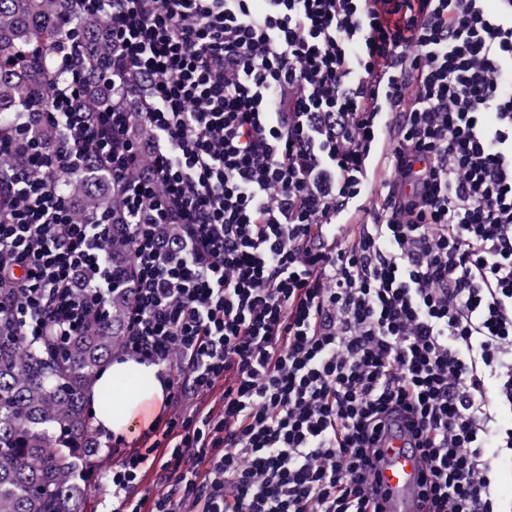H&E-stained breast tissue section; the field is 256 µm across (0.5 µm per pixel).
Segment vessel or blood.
<instances>
[{
	"mask_svg": "<svg viewBox=\"0 0 512 512\" xmlns=\"http://www.w3.org/2000/svg\"><path fill=\"white\" fill-rule=\"evenodd\" d=\"M382 454L384 464L377 480L389 493L386 512H418V491L424 473L419 450L406 447L396 437L383 448Z\"/></svg>",
	"mask_w": 512,
	"mask_h": 512,
	"instance_id": "b4317fda",
	"label": "vessel or blood"
}]
</instances>
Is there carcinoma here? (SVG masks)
<instances>
[{"mask_svg":"<svg viewBox=\"0 0 512 512\" xmlns=\"http://www.w3.org/2000/svg\"><path fill=\"white\" fill-rule=\"evenodd\" d=\"M73 27L82 33L86 65L96 78L112 48L104 26L78 12V0H0V137L11 132L20 108L50 110L54 87L65 80L53 49ZM22 52L28 60L12 62ZM111 97L109 86L96 80L87 102L101 107ZM55 185L78 220L104 216L125 223L105 165L64 173ZM107 248L123 284L76 335L26 340L16 314H0V512H84L87 462L100 441L85 395L123 347L132 290L128 242L116 237Z\"/></svg>","mask_w":512,"mask_h":512,"instance_id":"carcinoma-1","label":"carcinoma"}]
</instances>
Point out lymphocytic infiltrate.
<instances>
[{
  "label": "lymphocytic infiltrate",
  "instance_id": "f902f5d3",
  "mask_svg": "<svg viewBox=\"0 0 512 512\" xmlns=\"http://www.w3.org/2000/svg\"><path fill=\"white\" fill-rule=\"evenodd\" d=\"M107 21L112 103L77 105L81 45L53 148L0 177V306L25 336H69L107 225L52 185L104 157L132 218L122 355L169 403L150 448L104 440L112 512H378L368 453L422 449L429 512H512V0H80ZM149 128L139 137L138 125ZM164 486L141 495L145 467Z\"/></svg>",
  "mask_w": 512,
  "mask_h": 512
}]
</instances>
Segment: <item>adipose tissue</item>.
Segmentation results:
<instances>
[{"label":"adipose tissue","instance_id":"obj_1","mask_svg":"<svg viewBox=\"0 0 512 512\" xmlns=\"http://www.w3.org/2000/svg\"><path fill=\"white\" fill-rule=\"evenodd\" d=\"M132 369L137 370L148 381L147 387L136 396L134 403H126L124 398L119 397L113 399L111 408H101L97 411L100 425L115 434L133 430L137 418L152 420L164 398L163 387L156 377L155 367L127 360L114 363L99 376L92 395L93 401H100L103 392L113 385L116 377Z\"/></svg>","mask_w":512,"mask_h":512}]
</instances>
